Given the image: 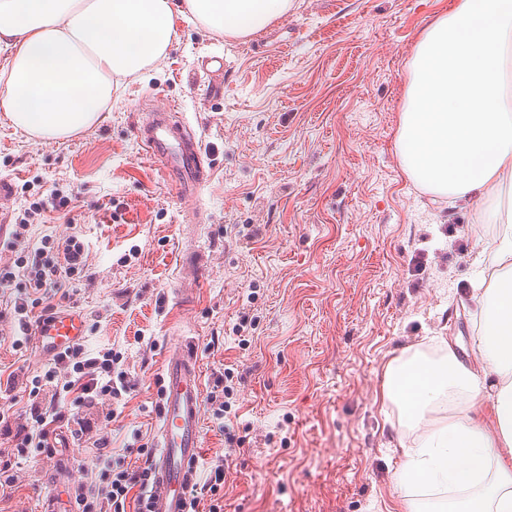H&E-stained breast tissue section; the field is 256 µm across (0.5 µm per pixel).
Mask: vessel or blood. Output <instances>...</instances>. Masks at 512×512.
I'll use <instances>...</instances> for the list:
<instances>
[{
    "label": "vessel or blood",
    "mask_w": 512,
    "mask_h": 512,
    "mask_svg": "<svg viewBox=\"0 0 512 512\" xmlns=\"http://www.w3.org/2000/svg\"><path fill=\"white\" fill-rule=\"evenodd\" d=\"M136 139L159 163L177 200L191 207L206 178L200 145L176 109L152 112L134 128ZM38 351L55 358L67 348L84 343L83 314L65 310L47 313L31 327ZM161 407L156 475L151 512H186V497L195 467L202 455V375L192 348L169 350L161 373Z\"/></svg>",
    "instance_id": "1"
}]
</instances>
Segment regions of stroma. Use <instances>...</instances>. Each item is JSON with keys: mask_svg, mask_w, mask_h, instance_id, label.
<instances>
[{"mask_svg": "<svg viewBox=\"0 0 512 512\" xmlns=\"http://www.w3.org/2000/svg\"><path fill=\"white\" fill-rule=\"evenodd\" d=\"M455 0H292L288 14L246 39L178 19L166 58L116 81L112 109L65 141L37 142L0 114V265L4 238L51 194L27 237L75 233L87 269L56 308L84 313L85 347L123 355L133 389L112 420L85 410L113 458L140 464L159 416L169 347L193 345L204 391L234 373L241 439L203 411L205 483L231 457L223 512H389L401 495L403 432L384 405L388 360L405 347L436 358V337L471 362L480 332L471 300L494 285L475 255L496 225L480 205L451 209L403 172L395 140L409 65L424 27ZM224 60L223 76L208 72ZM177 104L208 165L198 215L185 217L157 162L133 134L145 113ZM199 264L183 260L190 245ZM196 293L183 305L179 290ZM0 316V405L23 419V379L50 365L12 346ZM73 420L54 427L52 457L13 461L18 479L0 512H70L72 486L94 449Z\"/></svg>", "mask_w": 512, "mask_h": 512, "instance_id": "stroma-1", "label": "stroma"}]
</instances>
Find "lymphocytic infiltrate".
<instances>
[{
	"label": "lymphocytic infiltrate",
	"mask_w": 512,
	"mask_h": 512,
	"mask_svg": "<svg viewBox=\"0 0 512 512\" xmlns=\"http://www.w3.org/2000/svg\"><path fill=\"white\" fill-rule=\"evenodd\" d=\"M26 231V222H19L8 243L13 261L0 267V288L16 291L13 313L21 336L12 345L18 349L25 344L34 310L50 311L51 291H63L70 280L81 277L87 261L85 244L77 234L56 240L46 236L40 243L29 244ZM121 360V353L113 349L91 353L78 345L58 355L44 374L33 376L28 385L29 420L18 425L14 435L17 455L32 460L52 456L51 428L64 419L66 409L108 405L129 394ZM93 446L91 463L100 476L74 487L77 512H149L150 467L132 470L113 460L107 436L96 438Z\"/></svg>",
	"instance_id": "lymphocytic-infiltrate-1"
}]
</instances>
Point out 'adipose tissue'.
Here are the masks:
<instances>
[{
    "mask_svg": "<svg viewBox=\"0 0 512 512\" xmlns=\"http://www.w3.org/2000/svg\"><path fill=\"white\" fill-rule=\"evenodd\" d=\"M292 0H0V111L15 130L63 140L112 109V83L161 61L189 15L246 37ZM512 0H456L423 30L395 142L409 180L438 198L485 205L492 260L512 278V223L498 192L512 182V104L503 46ZM476 364L450 343L441 359L398 355L382 399L414 431L400 440L405 493L393 512H512V285L481 301Z\"/></svg>",
    "mask_w": 512,
    "mask_h": 512,
    "instance_id": "obj_1",
    "label": "adipose tissue"
}]
</instances>
